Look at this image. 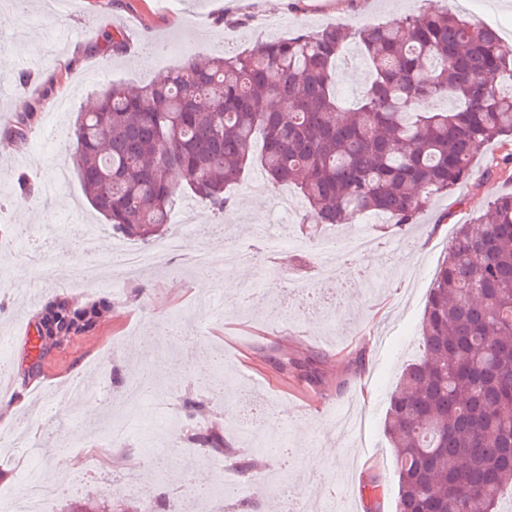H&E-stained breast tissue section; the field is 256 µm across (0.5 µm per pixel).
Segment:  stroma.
<instances>
[{
	"instance_id": "1",
	"label": "stroma",
	"mask_w": 512,
	"mask_h": 512,
	"mask_svg": "<svg viewBox=\"0 0 512 512\" xmlns=\"http://www.w3.org/2000/svg\"><path fill=\"white\" fill-rule=\"evenodd\" d=\"M429 0H66L61 12L46 0H28L27 24L15 21V0H0V441L30 434L41 448L37 466L53 475L59 452L72 461L68 481L57 486L49 512H70L89 499L112 502V489L89 484L104 462L87 453L102 443L125 412L112 381L130 369L153 373L139 423L121 454L147 453L153 463L146 484L176 487L207 471L206 455L168 448L161 436L195 421L223 433L233 448L241 437L240 396L260 407V430H272L286 456L263 450L251 475L249 499L261 512H318L320 502L342 494L350 512H395L398 477L384 431L389 395L402 370L420 354L421 322L434 273L448 254L456 225L474 223L488 202L512 192V179L483 181L501 150L491 143L475 158L473 175L435 197L417 223L325 225L310 232L301 218L307 204L299 190L268 179L252 164L232 187L234 206L215 214L196 197L177 199L173 222L156 241L184 239L166 264L126 272L109 264L117 236L85 199L71 172L72 135L80 106L113 82L139 85L178 65L173 49L208 56L232 54L300 28L339 23L349 30L392 23L428 9ZM449 11L478 24L497 21L512 48V0H480ZM125 47L114 51L112 38ZM370 78L356 44H348L336 69L339 102L357 98ZM33 113L25 135L18 116ZM57 131L48 138L47 127ZM70 170L52 201L43 185L58 167ZM99 225L98 249L85 261L98 270L95 284L75 282L63 266L67 250L81 244L83 222ZM370 235L368 252L323 260L320 236ZM211 251L215 263L197 267L194 255ZM26 270L15 282L18 270ZM211 280L221 297L222 321L208 319L196 286ZM81 308L96 302L103 317L81 332L29 347L56 301ZM314 358L323 384L310 387L284 378L272 358ZM90 380L89 395L72 406L34 404L35 396L70 379ZM169 397L168 410L156 398ZM205 399L190 417L189 399ZM275 427H268V420Z\"/></svg>"
}]
</instances>
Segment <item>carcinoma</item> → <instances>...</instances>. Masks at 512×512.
Wrapping results in <instances>:
<instances>
[{
    "instance_id": "cac0c4a2",
    "label": "carcinoma",
    "mask_w": 512,
    "mask_h": 512,
    "mask_svg": "<svg viewBox=\"0 0 512 512\" xmlns=\"http://www.w3.org/2000/svg\"><path fill=\"white\" fill-rule=\"evenodd\" d=\"M353 38L371 77L344 109L334 71ZM436 98L452 106L422 110ZM494 141L502 155L483 178H512V52L495 30L437 8L355 33L327 26L224 57L188 56L136 88L114 82L78 113L71 160L92 207L145 240L171 223L173 172L219 215L257 159L302 194L304 224L376 213L406 225L468 180L474 157ZM420 344L386 414L396 512H471L476 503L501 512L512 491V193L493 198L476 227H457ZM275 368L311 387L323 382L309 361ZM190 442L233 453L206 428Z\"/></svg>"
}]
</instances>
